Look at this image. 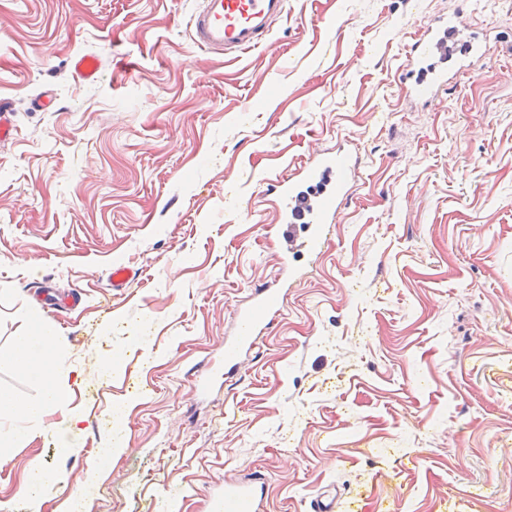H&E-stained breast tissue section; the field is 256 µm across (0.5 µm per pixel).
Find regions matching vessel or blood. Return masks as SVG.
Masks as SVG:
<instances>
[{"mask_svg":"<svg viewBox=\"0 0 512 512\" xmlns=\"http://www.w3.org/2000/svg\"><path fill=\"white\" fill-rule=\"evenodd\" d=\"M285 11V0H204L191 21L193 42L209 52L238 58L268 40L272 24ZM483 43L470 33L460 15L437 17L425 26L409 53L400 77L405 95L418 103L436 99L448 88V66L468 67L483 59ZM358 158L352 149L337 147L300 162L289 178L268 180L279 222L272 230L289 247L303 248L309 258L324 251L331 230L349 198ZM285 304L278 288H254L238 316L235 336L224 344V375L238 374L244 353L271 328ZM264 489L225 482L216 512H262Z\"/></svg>","mask_w":512,"mask_h":512,"instance_id":"vessel-or-blood-1","label":"vessel or blood"}]
</instances>
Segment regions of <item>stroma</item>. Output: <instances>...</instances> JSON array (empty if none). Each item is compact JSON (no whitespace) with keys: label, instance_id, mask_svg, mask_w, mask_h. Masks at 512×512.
Returning a JSON list of instances; mask_svg holds the SVG:
<instances>
[{"label":"stroma","instance_id":"1","mask_svg":"<svg viewBox=\"0 0 512 512\" xmlns=\"http://www.w3.org/2000/svg\"><path fill=\"white\" fill-rule=\"evenodd\" d=\"M199 6L0 0V353L41 283L82 290L54 329L84 418L71 439L44 416L0 464V503L24 512L41 468L42 512L75 493L81 512H214L229 479L263 484L264 512L326 493L336 512H512V0H287L231 61L193 43ZM457 10L488 54L415 105L409 47ZM340 145L361 163L335 232L313 271L287 266L265 182ZM122 257L139 274L115 289ZM258 284L286 289L282 315L197 389Z\"/></svg>","mask_w":512,"mask_h":512}]
</instances>
